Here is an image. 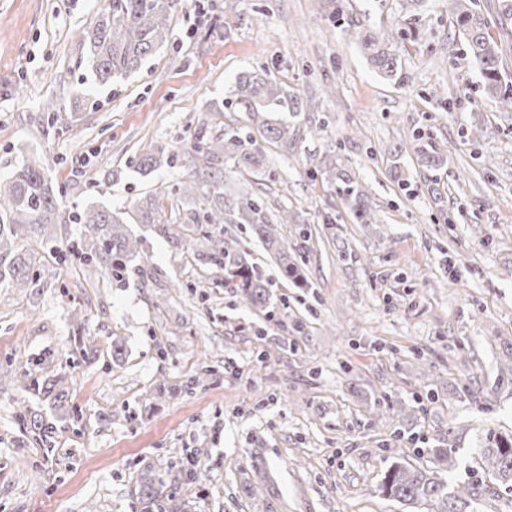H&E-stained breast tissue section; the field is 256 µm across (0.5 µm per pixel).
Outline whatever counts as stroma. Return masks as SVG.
Masks as SVG:
<instances>
[{"instance_id": "obj_1", "label": "stroma", "mask_w": 512, "mask_h": 512, "mask_svg": "<svg viewBox=\"0 0 512 512\" xmlns=\"http://www.w3.org/2000/svg\"><path fill=\"white\" fill-rule=\"evenodd\" d=\"M100 3L0 0V178L34 154L65 213L130 206L184 176L134 169L143 147L202 123L213 134L244 124V113L216 106L238 74L267 71L303 103L296 147L266 145L270 176L232 173L225 190L286 205L289 245L308 229L311 285L284 283L247 240L273 283L269 319L244 308L222 274L151 237L149 277L118 283L47 260L29 288H0V512H137L140 468L175 471L190 454L207 478L172 484L187 512H257L240 495L248 480L264 483L274 512H407L379 493L383 473L397 458L429 465L442 446L456 451L452 481L479 479L482 430L512 431V115L484 93L477 66L454 68L462 39L446 0L418 12L422 38L400 53L401 85L379 77L342 29L366 12L389 37L403 24L401 0H176L161 50L105 86L88 79L77 37ZM442 84L445 102L431 96ZM48 99L60 108L52 122ZM417 129L447 145L434 193ZM328 163L366 184L379 223H352L335 188L309 178ZM397 164L401 184L390 177ZM78 335L93 338L95 361L74 353ZM38 356L44 374L67 375L81 416L47 443L17 416L23 405L47 409L19 381ZM204 362L215 373L191 394H159ZM383 398L414 407L404 437L393 436L395 411L373 410Z\"/></svg>"}]
</instances>
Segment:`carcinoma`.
<instances>
[{"label":"carcinoma","instance_id":"obj_1","mask_svg":"<svg viewBox=\"0 0 512 512\" xmlns=\"http://www.w3.org/2000/svg\"><path fill=\"white\" fill-rule=\"evenodd\" d=\"M495 19H488L477 9L475 0H448V15L462 35V52L456 66L479 67L484 90L499 102L503 112H512V85L501 71L502 45L491 32L512 21V0H497ZM175 0H106L91 29L82 32L84 62L91 79L101 85L117 82L141 66L166 41ZM347 31L357 38L361 54L380 75L393 83H404L399 54L392 45L365 30L360 19L348 20ZM227 104L247 115L244 127H229L224 134L212 136L200 127L192 141L172 148L152 147L137 161L140 170H156L180 162L184 178L171 186H160L134 201L133 211H113L86 204L72 215L81 225L80 248L64 247L57 225L64 216L58 194L48 181L45 168L34 155L28 157L12 176L0 179V286L25 288L32 265L45 257L62 263L76 256L81 264L94 267L117 282L126 278L131 263L140 260L137 271L145 276L146 256L141 246L146 235L165 240L173 251L192 256L196 261L222 272L224 283L236 289L240 302L253 310L272 316L271 283L264 272L250 260L251 253L237 241L224 239V225L246 224L252 235L270 254L279 268L280 278L297 288L310 282L295 254L288 252V242L277 230L291 219L288 212L270 209L259 196L234 197L224 193L227 171L260 173L264 166L263 141L286 150L292 147L294 130L288 118L303 111L298 96L288 93L281 83L267 74L251 72L237 77ZM420 166L431 170L445 160L440 146L427 141L417 149ZM323 175L335 185L345 208L358 224L380 223L379 213L371 204L366 187L345 170L332 166L310 174ZM180 202L190 200L193 208L186 217L191 225L166 223L162 216L163 197ZM143 226L137 236L128 225ZM43 358H32L23 372L25 388L43 395L64 418L81 417L69 408L67 376L43 377ZM21 419H29L30 428L42 440L52 438L57 418H47L26 408ZM434 469H424L401 461L393 462L384 473L379 491L411 508L432 504L436 512H475V500L491 486L481 482L452 484L441 472L455 467L449 448H436ZM476 453L479 465L496 483L512 484V434L487 430ZM170 472L147 464L139 473L136 491L141 512H185L183 503L169 491Z\"/></svg>","mask_w":512,"mask_h":512}]
</instances>
